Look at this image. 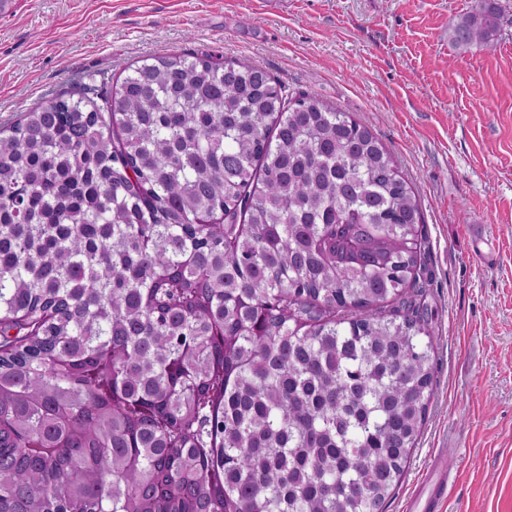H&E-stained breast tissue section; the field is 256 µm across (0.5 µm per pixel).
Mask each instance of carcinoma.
Listing matches in <instances>:
<instances>
[{"instance_id":"obj_1","label":"carcinoma","mask_w":512,"mask_h":512,"mask_svg":"<svg viewBox=\"0 0 512 512\" xmlns=\"http://www.w3.org/2000/svg\"><path fill=\"white\" fill-rule=\"evenodd\" d=\"M504 15L473 0L451 40L489 51ZM425 241L373 131L255 66L156 57L24 113L0 512H383L433 390Z\"/></svg>"}]
</instances>
